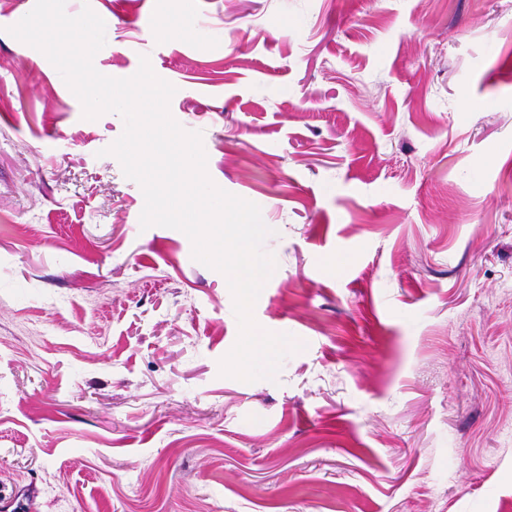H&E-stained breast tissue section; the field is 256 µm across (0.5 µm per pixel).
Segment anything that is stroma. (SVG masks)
Masks as SVG:
<instances>
[{"instance_id": "stroma-1", "label": "stroma", "mask_w": 512, "mask_h": 512, "mask_svg": "<svg viewBox=\"0 0 512 512\" xmlns=\"http://www.w3.org/2000/svg\"><path fill=\"white\" fill-rule=\"evenodd\" d=\"M0 0V497L38 512H512V0H66L257 204L276 380L226 277ZM196 36L152 35L158 14Z\"/></svg>"}]
</instances>
